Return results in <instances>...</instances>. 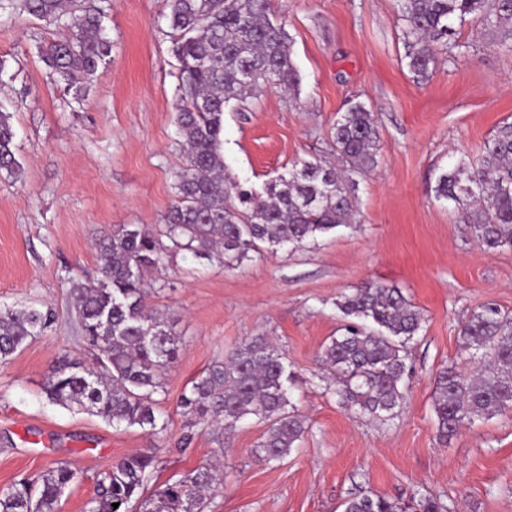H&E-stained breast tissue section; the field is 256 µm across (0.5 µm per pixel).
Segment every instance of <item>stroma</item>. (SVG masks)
Returning <instances> with one entry per match:
<instances>
[{"mask_svg": "<svg viewBox=\"0 0 512 512\" xmlns=\"http://www.w3.org/2000/svg\"><path fill=\"white\" fill-rule=\"evenodd\" d=\"M168 0H112L104 26L112 55L82 101L54 80L40 48L62 25L0 12V107L11 115L19 176L0 175V308H51L56 318L0 363V490L67 463L79 477L60 512H87L101 473L155 453L156 490L220 460L224 482L208 512H342L358 492L431 496L449 512H512V413L437 437L434 378L477 359L460 329L486 303L512 310V249L485 251L446 201L436 177L455 158L477 160L512 122V51L477 23L424 78L404 58L395 0H271L300 75L298 92L267 89L224 114V163L261 187L294 163L327 155L338 114L373 112L379 164L359 180L356 230L320 236L313 249L267 250L232 266L168 250L149 280L150 307L180 342L161 395L165 429L115 426L51 403L44 386L61 360L93 363L72 309L73 284L100 276L97 240L118 224L162 229L182 165L181 101ZM374 280L400 288L423 314L410 344L412 374L398 415L380 422L342 403L317 361L343 319L342 293ZM269 337L296 377L306 420L296 449L256 458L265 423L227 430L190 424L179 405L192 380L235 347Z\"/></svg>", "mask_w": 512, "mask_h": 512, "instance_id": "35a3bbf8", "label": "stroma"}]
</instances>
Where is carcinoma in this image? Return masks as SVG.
Listing matches in <instances>:
<instances>
[{
	"instance_id": "obj_1",
	"label": "carcinoma",
	"mask_w": 512,
	"mask_h": 512,
	"mask_svg": "<svg viewBox=\"0 0 512 512\" xmlns=\"http://www.w3.org/2000/svg\"><path fill=\"white\" fill-rule=\"evenodd\" d=\"M8 2L20 14L50 23L71 16L68 38L46 44L42 55L81 98L111 56L104 8L96 0ZM397 6L407 67L416 78L428 76L438 47H459L457 24L475 20L502 43L512 41V0H397ZM168 20L183 102L177 126L185 145L165 224L169 244L143 224L115 226L99 240L102 278L77 284L72 293L81 336L100 356L91 365L60 363L44 389L52 403L90 411L114 425L152 430L161 418L155 395L164 392L162 378L179 354L167 320L147 305L146 275L162 266L164 252L187 250L229 265L264 248L297 250L339 227L350 228L357 177L374 170L379 156L373 113L356 103L332 128L334 161L303 160L260 191L244 186L224 166V110L263 85L298 91L286 30L270 20L269 0H170ZM14 138L10 113L0 110V174L19 170ZM435 192L454 205L486 250L512 248V123L487 141L478 164L464 157L448 164ZM336 306L344 325L319 360L350 405L388 421L410 375L409 344L423 316L400 289L374 282L342 295ZM54 318L50 309L0 310V362ZM461 336L466 347L482 351L486 365L475 374L454 364L437 373L433 411L444 441L466 421L512 411V313L487 303L462 325ZM293 385L281 350L268 337L254 336L194 378L180 406L195 423L216 417L228 427L251 416L265 421L256 452L265 461H278L305 433V418L288 410ZM155 463V457L139 453L112 466L98 480L88 512H134L137 505L142 512H204L206 493L223 479L205 465L145 498ZM77 478L75 469L60 464L39 481H16L0 490V512H58ZM342 507L343 512H442L429 496L401 502L366 492Z\"/></svg>"
}]
</instances>
